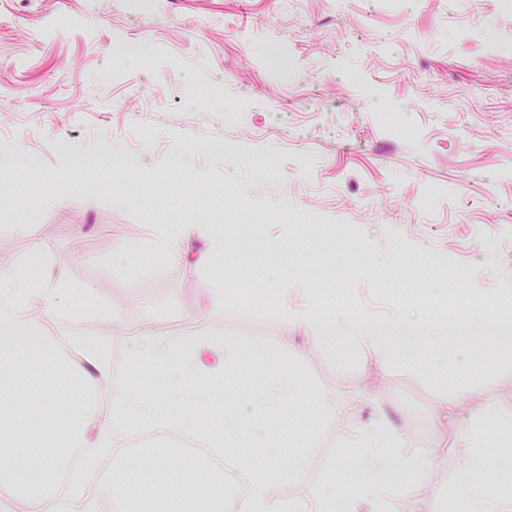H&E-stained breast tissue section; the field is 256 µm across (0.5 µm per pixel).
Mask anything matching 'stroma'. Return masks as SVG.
<instances>
[{
  "instance_id": "35a3bbf8",
  "label": "stroma",
  "mask_w": 512,
  "mask_h": 512,
  "mask_svg": "<svg viewBox=\"0 0 512 512\" xmlns=\"http://www.w3.org/2000/svg\"><path fill=\"white\" fill-rule=\"evenodd\" d=\"M0 139V266L36 247L84 292L67 317L31 319L65 354L111 337L115 362L147 324L222 329L250 361L208 400L216 423L263 380L268 337L303 348L278 309L320 300L318 263L333 262L340 321H431L443 301L465 319L470 294L490 308L512 293V0H0ZM105 145L106 168L83 170ZM160 224L223 225L250 298L215 300L222 266L153 257ZM274 279L287 295L268 296ZM303 350L289 411L268 416L284 495L351 467L347 434L382 414L439 446L420 512H448L467 441L493 445L486 470L512 499V345L449 334L442 385L428 345L396 346L382 371L346 346ZM468 382L483 395L439 422L437 387ZM319 387L342 416L318 411Z\"/></svg>"
}]
</instances>
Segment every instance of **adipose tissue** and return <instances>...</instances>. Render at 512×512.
<instances>
[{
	"label": "adipose tissue",
	"mask_w": 512,
	"mask_h": 512,
	"mask_svg": "<svg viewBox=\"0 0 512 512\" xmlns=\"http://www.w3.org/2000/svg\"><path fill=\"white\" fill-rule=\"evenodd\" d=\"M156 253L169 261L192 256L194 267H210L224 261V232L212 224H161L155 229ZM68 285L66 261L45 266L38 253L23 262L0 268V499L14 502L18 512H99V503L86 487L75 462L80 449L97 448L111 457L107 474L111 485L112 512H135L141 499L166 494L178 504L185 493L196 492L194 512H412L419 498L417 478L435 454L433 446L418 442L377 417L367 428L349 435L345 456L357 459L361 475L341 472L326 477L315 496L290 498L280 491L286 475L276 449L269 446L266 422L270 410L285 411L292 389L284 365L301 367V350L274 337L262 346L267 372L251 394L247 414H225L220 425L190 426L186 394L201 384L221 385L245 366L242 345L223 332L188 320L178 334L159 336L143 330L120 364H113L103 338L73 339L77 363L66 361L54 343L28 314L33 307L59 314L69 306L61 288ZM279 318L289 333L303 334L306 344L321 348L339 341L366 353L371 366L386 368L393 343L405 336L439 339L436 327L418 321L356 318L344 331H336L314 307L301 310L281 306ZM212 362H205L204 354ZM40 362L46 374L64 373L68 389L77 391L76 408L60 405L59 391L46 398L55 410L51 431L41 437L25 435L14 413L22 391L21 369ZM153 368L164 376V390L144 395L134 384L135 374ZM109 389L112 402L102 409V389ZM189 434L204 448L203 464L189 469L173 468L179 449L148 448L133 451V432ZM267 448L261 462L237 458L229 464L240 471L244 487L239 493H224V474L214 467L225 446L241 436ZM463 467L453 485L467 512H512V502L494 498L485 477L484 450L468 443ZM152 468L163 479L148 488L126 479L131 470Z\"/></svg>",
	"instance_id": "adipose-tissue-1"
}]
</instances>
